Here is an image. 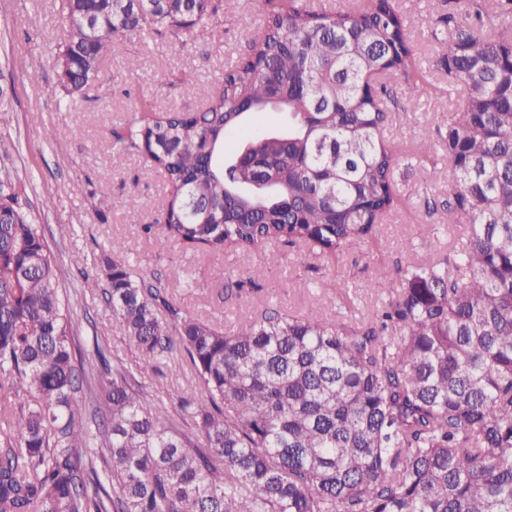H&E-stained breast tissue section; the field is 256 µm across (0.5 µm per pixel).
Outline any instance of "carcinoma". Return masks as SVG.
Masks as SVG:
<instances>
[{
  "mask_svg": "<svg viewBox=\"0 0 512 512\" xmlns=\"http://www.w3.org/2000/svg\"><path fill=\"white\" fill-rule=\"evenodd\" d=\"M266 3L262 35L202 110L135 119L115 143L164 174L171 240L216 255L282 238L334 252L394 209L392 115L363 78L375 69L381 87L423 95L415 47L393 0ZM216 14L212 0H59L63 97L99 81L115 37L211 31ZM444 22L448 79L467 95L448 119L442 207L466 239L398 288L376 273L391 293L380 326L266 309L224 331L106 262V303L139 362L175 356L196 376L179 424L96 339L87 361L41 227L0 183V209L17 217L0 224V512H512V27L484 39ZM271 104L288 129L244 145L269 168L257 189L224 138ZM98 371L112 374L106 390Z\"/></svg>",
  "mask_w": 512,
  "mask_h": 512,
  "instance_id": "cac0c4a2",
  "label": "carcinoma"
}]
</instances>
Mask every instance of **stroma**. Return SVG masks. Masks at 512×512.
Here are the masks:
<instances>
[{
  "label": "stroma",
  "instance_id": "obj_1",
  "mask_svg": "<svg viewBox=\"0 0 512 512\" xmlns=\"http://www.w3.org/2000/svg\"><path fill=\"white\" fill-rule=\"evenodd\" d=\"M398 2L417 49L415 73L424 78L427 93L414 100L396 84L387 97L393 122L383 136L398 159L395 209L371 237L333 253L280 241L248 252L228 247L213 255L164 240L166 183L142 153L114 149L111 134L137 108L157 113L199 109L219 86L227 61L260 32L264 0H221L220 27L212 37L156 36L147 45L134 37L117 40L100 69L110 94L101 95L92 86L73 103L64 100L59 87L58 0H0V88L5 91L0 98V181L14 186L61 264L59 286L70 297L79 341L99 339L109 350L110 364L133 367L148 393L169 406L196 388L192 372L179 360L156 371L138 366L125 329L101 290L87 288L86 278L101 276L116 238L125 241L121 258L135 275L182 268L183 279L167 285L170 298L226 330L268 308H317L350 329L375 319L389 299L370 286L377 270L396 282L401 268L453 255L463 224L433 208L452 183L438 148L458 100L444 67L448 43L439 34L446 29L444 16L464 17V7L461 0ZM132 54L139 58L134 70L126 63ZM185 72L195 74V82L183 83ZM48 129L54 132L49 140L43 136ZM132 194L142 202L135 211L127 206ZM147 224L152 227L148 234L143 231ZM271 251L278 253L279 264L265 263ZM75 255L80 265H71Z\"/></svg>",
  "mask_w": 512,
  "mask_h": 512
}]
</instances>
